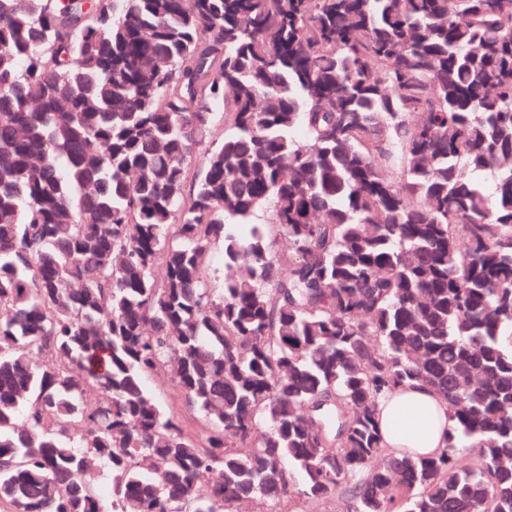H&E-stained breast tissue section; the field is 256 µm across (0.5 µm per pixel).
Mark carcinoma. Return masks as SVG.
Returning a JSON list of instances; mask_svg holds the SVG:
<instances>
[{
    "mask_svg": "<svg viewBox=\"0 0 512 512\" xmlns=\"http://www.w3.org/2000/svg\"><path fill=\"white\" fill-rule=\"evenodd\" d=\"M334 500L512 512V0H0V512ZM147 386L154 392L160 402L167 408L170 414L178 420L184 410L172 388L171 382L167 377L151 376L147 379ZM406 409L423 412L426 425L411 439L397 427L400 413ZM447 406L426 387L414 386L387 392L378 402V419L385 446L393 450L416 448L423 455H430L444 448L448 429Z\"/></svg>",
    "mask_w": 512,
    "mask_h": 512,
    "instance_id": "1",
    "label": "carcinoma"
}]
</instances>
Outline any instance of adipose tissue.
<instances>
[{
  "label": "adipose tissue",
  "mask_w": 512,
  "mask_h": 512,
  "mask_svg": "<svg viewBox=\"0 0 512 512\" xmlns=\"http://www.w3.org/2000/svg\"><path fill=\"white\" fill-rule=\"evenodd\" d=\"M407 409L423 412L426 425L413 437H405L397 427L400 413ZM448 409L435 393L422 385L387 392L378 402V419L386 447L413 448L430 455L444 448L448 429Z\"/></svg>",
  "instance_id": "adipose-tissue-1"
}]
</instances>
